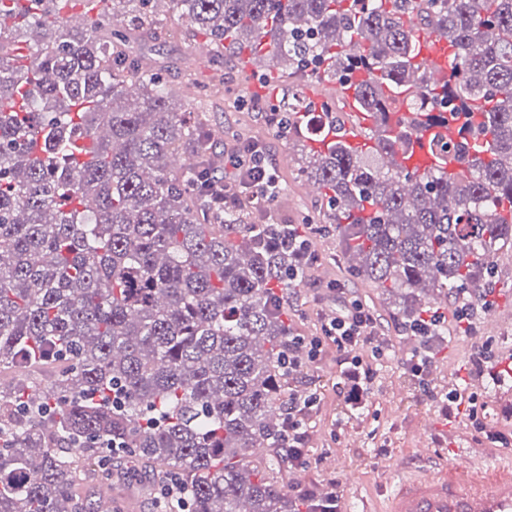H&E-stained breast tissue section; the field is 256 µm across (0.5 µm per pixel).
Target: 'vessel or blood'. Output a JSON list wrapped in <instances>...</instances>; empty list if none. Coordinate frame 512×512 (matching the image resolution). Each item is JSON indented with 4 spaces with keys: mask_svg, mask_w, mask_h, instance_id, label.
<instances>
[{
    "mask_svg": "<svg viewBox=\"0 0 512 512\" xmlns=\"http://www.w3.org/2000/svg\"><path fill=\"white\" fill-rule=\"evenodd\" d=\"M379 512H512V467L485 474L464 459L400 473Z\"/></svg>",
    "mask_w": 512,
    "mask_h": 512,
    "instance_id": "vessel-or-blood-1",
    "label": "vessel or blood"
}]
</instances>
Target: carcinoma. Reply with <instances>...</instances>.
Instances as JSON below:
<instances>
[{
    "instance_id": "cac0c4a2",
    "label": "carcinoma",
    "mask_w": 512,
    "mask_h": 512,
    "mask_svg": "<svg viewBox=\"0 0 512 512\" xmlns=\"http://www.w3.org/2000/svg\"><path fill=\"white\" fill-rule=\"evenodd\" d=\"M157 2L83 0L79 28L53 0H0V372L27 379L0 389V512H93L79 486L112 487L114 443L179 475L187 512L297 510L251 460L283 426V298L302 282L271 237L288 227L256 223L272 202L246 191L211 202L205 118L127 49ZM165 2L233 55L336 81L371 121L353 146L292 89L274 108L278 132L304 127L299 176L356 276L409 325L437 312L430 292L481 305L512 247V0ZM423 38L448 43L451 81ZM396 112L457 123L422 172L396 161L415 135ZM444 43L432 44V39L421 42L420 57L424 59L427 67L435 76H439L441 68L444 66L446 51L441 50Z\"/></svg>"
}]
</instances>
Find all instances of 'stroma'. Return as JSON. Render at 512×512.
Segmentation results:
<instances>
[{
  "mask_svg": "<svg viewBox=\"0 0 512 512\" xmlns=\"http://www.w3.org/2000/svg\"><path fill=\"white\" fill-rule=\"evenodd\" d=\"M159 17L163 27L172 30V37L154 38L148 27L133 30L129 33L131 50L144 65L161 69L169 86L192 111H199L201 102L216 103V110L207 117L222 149H231L246 139L263 143L279 176L274 217L282 223L310 227L318 260L307 270L301 288L289 297L288 323L293 334L319 335L323 314L335 311L338 305L329 287L340 281L373 309L389 341L386 355L373 363L372 394L363 408H351L340 394V355L333 344H325L319 359L306 363L294 379L298 390L315 392L320 398L306 450L313 467H289L275 448L258 454L257 462H273L274 479L289 491L299 485L336 482L343 512H362L363 505H375L398 472L426 467L428 461H439L456 448L479 457L495 453V445L475 432L465 412L448 413L444 404L423 395L410 362L429 358L425 381L440 392L454 388L481 393L487 405L484 422L489 431L512 427V418L507 415L512 409V385L496 383L488 375L479 379L467 370V356L474 342L488 340L503 352L512 351V249L503 248L495 257L498 278L489 314L499 321V330H483L479 318L471 329H463L456 320L453 301L445 300L441 303L444 333L410 336L381 289L349 280L342 245L333 229L325 225L323 200L308 195L304 181L296 176V148L259 118L256 109L240 107V100L252 97L260 88L258 79L246 77L241 65L225 56L223 49H211L205 35L190 39L178 36L180 23L172 13L163 11ZM422 413L435 423L428 437L431 458L427 461L415 452L417 417Z\"/></svg>",
  "mask_w": 512,
  "mask_h": 512,
  "instance_id": "1",
  "label": "stroma"
}]
</instances>
